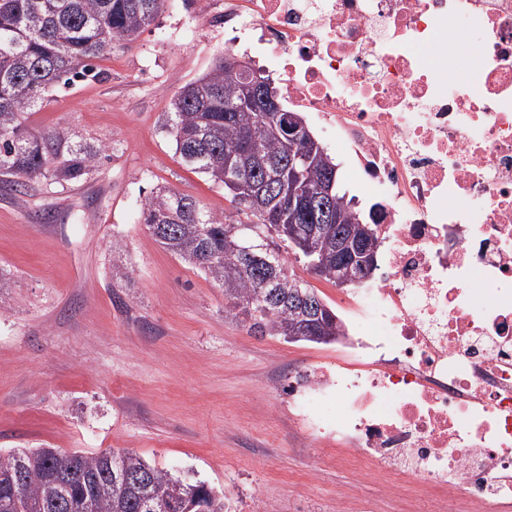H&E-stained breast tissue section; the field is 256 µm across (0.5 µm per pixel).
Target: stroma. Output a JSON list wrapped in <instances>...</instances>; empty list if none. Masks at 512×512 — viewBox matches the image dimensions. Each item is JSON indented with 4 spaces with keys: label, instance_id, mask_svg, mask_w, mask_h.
<instances>
[{
    "label": "stroma",
    "instance_id": "obj_1",
    "mask_svg": "<svg viewBox=\"0 0 512 512\" xmlns=\"http://www.w3.org/2000/svg\"><path fill=\"white\" fill-rule=\"evenodd\" d=\"M202 6L217 17L224 0H172L96 59L98 77L54 89L27 116L108 152L75 183L0 185V449L130 451L225 493L228 512H334L336 488L349 486L357 512H391L360 473L312 471L315 443L291 414L289 382L332 366L335 344L249 334L222 288L141 220L159 186L234 211L161 127L180 88L224 54V26L200 24Z\"/></svg>",
    "mask_w": 512,
    "mask_h": 512
}]
</instances>
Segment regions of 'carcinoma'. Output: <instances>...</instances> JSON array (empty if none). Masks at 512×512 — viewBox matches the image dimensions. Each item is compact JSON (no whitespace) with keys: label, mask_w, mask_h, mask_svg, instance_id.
<instances>
[{"label":"carcinoma","mask_w":512,"mask_h":512,"mask_svg":"<svg viewBox=\"0 0 512 512\" xmlns=\"http://www.w3.org/2000/svg\"><path fill=\"white\" fill-rule=\"evenodd\" d=\"M164 0H0V177L15 191L28 182L79 181L100 163L106 148L74 139L67 129L34 131L27 110L45 100L60 84L92 72L91 61L112 46L134 39L162 12ZM238 82L220 59L205 75L181 88L164 113L163 127L173 138L176 153L193 170L224 186L236 212L206 211L189 195L163 187L152 192L141 218L150 235L166 251L201 270L224 290L228 313L255 336H279L289 343L329 344L341 335L336 311L315 289L290 272L267 287L262 271L243 251L268 244L280 248L291 225L306 224L301 214L282 224L267 222L266 214L280 204L279 171L288 167L286 153L273 121L260 112L237 107ZM254 142L270 168L242 170L231 160ZM335 175L330 212L331 234L316 241L318 274L336 283L361 272L336 252V235L364 224L378 239L377 225L356 210L343 188L339 164L317 145L308 172L310 185ZM250 177L265 186L261 200L240 197L232 180ZM26 463L25 494L12 496L0 487V512H224V497L201 482H185L145 462L129 451L95 456L43 449L0 452V474L14 456ZM126 473L123 482L111 479L113 459ZM90 469L97 480L73 489L63 501L53 476L71 469Z\"/></svg>","instance_id":"1"}]
</instances>
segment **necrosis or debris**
I'll return each mask as SVG.
<instances>
[{"label":"necrosis or debris","instance_id":"necrosis-or-debris-1","mask_svg":"<svg viewBox=\"0 0 512 512\" xmlns=\"http://www.w3.org/2000/svg\"><path fill=\"white\" fill-rule=\"evenodd\" d=\"M472 23L478 52L416 55ZM247 46L351 159L385 247L335 367L290 391L314 465L396 512H512V0H224V51Z\"/></svg>","mask_w":512,"mask_h":512}]
</instances>
